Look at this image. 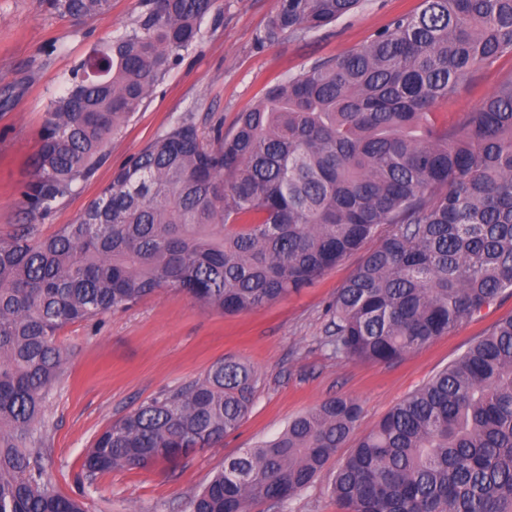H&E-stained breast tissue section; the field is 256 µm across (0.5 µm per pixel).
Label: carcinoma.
I'll use <instances>...</instances> for the list:
<instances>
[{"label": "carcinoma", "instance_id": "cac0c4a2", "mask_svg": "<svg viewBox=\"0 0 512 512\" xmlns=\"http://www.w3.org/2000/svg\"><path fill=\"white\" fill-rule=\"evenodd\" d=\"M85 17L111 0H50ZM359 0H276L264 41L319 30ZM123 32L71 71L21 191L52 211L104 157L215 0H142ZM512 55V0H423L344 56L269 89L205 141L183 120L150 141L72 224L0 235V512H86L50 485L33 432L66 353L67 324L158 291L228 314L311 286L363 251L329 306L333 354L391 363L512 291V77L458 125L437 122L481 68ZM376 241L370 249L366 243ZM258 374L226 358L112 423L88 477L175 463L234 433ZM328 399L224 462L189 512L279 508L354 431ZM331 493L341 512H512V316L361 437Z\"/></svg>", "mask_w": 512, "mask_h": 512}]
</instances>
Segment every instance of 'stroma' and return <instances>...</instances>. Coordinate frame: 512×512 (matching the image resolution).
Segmentation results:
<instances>
[{"label": "stroma", "mask_w": 512, "mask_h": 512, "mask_svg": "<svg viewBox=\"0 0 512 512\" xmlns=\"http://www.w3.org/2000/svg\"><path fill=\"white\" fill-rule=\"evenodd\" d=\"M422 0H361L350 14L320 30L260 44L276 0H217L202 24V39L183 53L149 92L140 110L106 148L94 174L78 182L50 214L36 218L47 237L74 220L109 184L114 171L156 136L191 119L203 137L230 130L240 112L272 86L299 76L316 61L364 45ZM141 0H112L107 14L70 18L48 0H0V234L25 223L20 189L32 177L48 104L72 67L118 35L141 12ZM512 77V58L479 70L436 107L439 121L459 123L495 86ZM360 262L352 255L315 283L276 302L237 314L206 309L182 293L165 291L134 307L63 327L57 340L68 354L45 399L38 427L54 489L82 498L86 512H187L190 498L239 455L279 433L293 417L333 397L357 400L361 417L342 448L305 490L280 512H340L330 493L333 475L359 438L477 339L512 316L503 294L423 348L389 363L337 358L325 345L328 304ZM227 357L259 376L253 405L239 429L176 465L119 469L87 479L84 454L113 422L164 393L203 377Z\"/></svg>", "instance_id": "1"}]
</instances>
